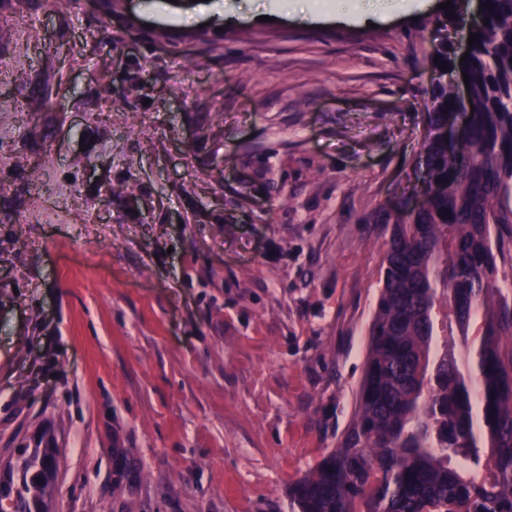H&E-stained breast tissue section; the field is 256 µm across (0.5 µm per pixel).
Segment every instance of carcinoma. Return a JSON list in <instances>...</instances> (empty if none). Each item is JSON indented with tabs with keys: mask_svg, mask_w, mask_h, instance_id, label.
Here are the masks:
<instances>
[{
	"mask_svg": "<svg viewBox=\"0 0 512 512\" xmlns=\"http://www.w3.org/2000/svg\"><path fill=\"white\" fill-rule=\"evenodd\" d=\"M489 25L467 65L461 108L448 40L423 143L424 204L384 211L389 234L352 419L292 486L298 512H512V305L497 282L493 228L512 224V0H481ZM493 5L494 9L487 8ZM466 129L465 160L440 130ZM483 314L464 360L448 351ZM58 451L47 433L0 464V512H51Z\"/></svg>",
	"mask_w": 512,
	"mask_h": 512,
	"instance_id": "1",
	"label": "carcinoma"
}]
</instances>
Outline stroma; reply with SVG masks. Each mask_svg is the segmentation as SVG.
I'll list each match as a JSON object with an SVG mask.
<instances>
[{
    "mask_svg": "<svg viewBox=\"0 0 512 512\" xmlns=\"http://www.w3.org/2000/svg\"><path fill=\"white\" fill-rule=\"evenodd\" d=\"M221 2L0 0V461L48 431L52 512H298L353 414L435 13Z\"/></svg>",
    "mask_w": 512,
    "mask_h": 512,
    "instance_id": "stroma-1",
    "label": "stroma"
}]
</instances>
